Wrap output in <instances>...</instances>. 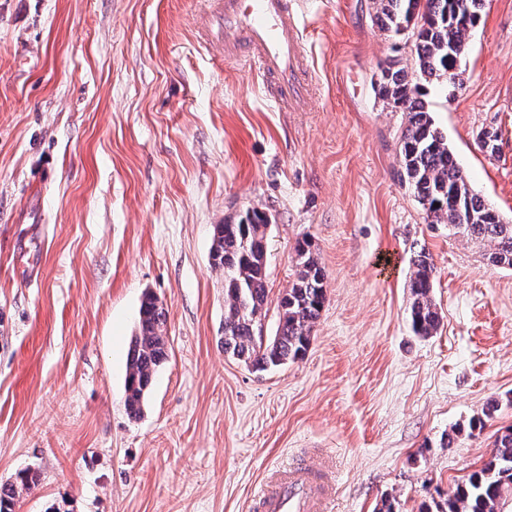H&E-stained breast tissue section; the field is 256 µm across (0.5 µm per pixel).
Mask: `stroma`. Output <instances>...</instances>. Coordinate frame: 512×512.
<instances>
[{
    "label": "stroma",
    "mask_w": 512,
    "mask_h": 512,
    "mask_svg": "<svg viewBox=\"0 0 512 512\" xmlns=\"http://www.w3.org/2000/svg\"><path fill=\"white\" fill-rule=\"evenodd\" d=\"M205 2L0 0V481L40 475L14 512H248L270 469L322 448L332 512H434L512 426V269L428 223L404 180L401 115L375 83L390 60L413 67V46L372 0H295L316 94L283 112L201 41ZM462 67L426 100L512 221V0H485ZM253 208L270 220L264 338L298 241L327 285L305 357L264 372L224 352L210 261L215 226ZM422 250L443 317L429 337L409 315ZM148 292L169 355L134 419Z\"/></svg>",
    "instance_id": "stroma-1"
}]
</instances>
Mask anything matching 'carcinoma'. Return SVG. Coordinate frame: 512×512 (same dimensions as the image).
<instances>
[{
    "instance_id": "obj_1",
    "label": "carcinoma",
    "mask_w": 512,
    "mask_h": 512,
    "mask_svg": "<svg viewBox=\"0 0 512 512\" xmlns=\"http://www.w3.org/2000/svg\"><path fill=\"white\" fill-rule=\"evenodd\" d=\"M374 21L383 32L410 30L414 38L415 72L393 60L382 69L378 98L402 113L399 151L406 182L432 224L490 245L491 264L512 269V222H504L470 187L443 132L424 100L426 85H463L470 30L480 21L484 0H373ZM265 213L251 209L236 224L222 225L211 253L224 270V352L256 371L294 363L304 357L314 325L326 300V275L312 243L295 246L296 277L279 302V325L264 342L262 317L267 303ZM409 312L414 332L437 333L441 315L433 298L434 264L422 251L414 260ZM167 311L157 299L143 298L131 337L125 380L128 415L138 419L159 368L168 358ZM37 473L0 482V512H13L16 502L38 483ZM512 491V427L496 436L494 449L481 467L455 485L439 512H501L503 495Z\"/></svg>"
}]
</instances>
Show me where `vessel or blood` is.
I'll return each instance as SVG.
<instances>
[{
	"label": "vessel or blood",
	"mask_w": 512,
	"mask_h": 512,
	"mask_svg": "<svg viewBox=\"0 0 512 512\" xmlns=\"http://www.w3.org/2000/svg\"><path fill=\"white\" fill-rule=\"evenodd\" d=\"M205 33L223 43L225 59L248 57L280 108L295 112L309 103L303 34L288 0H209ZM314 455L307 450L272 470L255 496L256 512H329L336 484Z\"/></svg>",
	"instance_id": "vessel-or-blood-1"
}]
</instances>
